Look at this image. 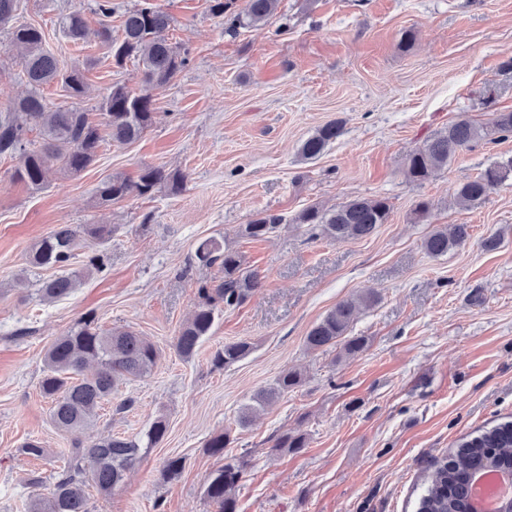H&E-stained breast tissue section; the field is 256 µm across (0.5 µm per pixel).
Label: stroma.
<instances>
[{
	"instance_id": "obj_1",
	"label": "stroma",
	"mask_w": 512,
	"mask_h": 512,
	"mask_svg": "<svg viewBox=\"0 0 512 512\" xmlns=\"http://www.w3.org/2000/svg\"><path fill=\"white\" fill-rule=\"evenodd\" d=\"M17 19L41 29L60 68L84 69L79 106L99 118L113 86L142 89L137 62L113 66L96 31L94 0H19ZM174 19L172 41L190 50L186 68L152 92L157 118L140 139H105L96 160L71 176L52 171L32 189L14 176L18 158L0 157V512H27L38 471L51 486L69 449L108 435L136 437L156 417L168 423L110 497L86 493L93 512H215L205 491L224 458L209 452L230 432L243 463L237 512H415L437 457L461 437L512 415V180L485 203L459 205L455 187L500 156L512 137L460 151L447 169L415 185L406 155L464 112L478 124L512 109V0H281L255 27L226 30L209 0H155ZM82 12L88 34L73 44L59 15ZM412 31L409 51L398 47ZM20 56L0 31V109L27 87ZM342 136L317 160L300 143L326 122ZM183 172V189L129 195L94 206L110 176L137 178L142 167ZM355 197H384L390 218L373 235L336 242L313 237L295 216ZM428 200L426 221L414 208ZM260 212L286 222L269 238L242 236ZM59 224H108L111 237L80 246L71 270L99 256L102 272L66 299L45 303L46 269L26 262L32 243ZM466 224L470 236L441 257L423 247L434 229ZM502 243L485 250L484 240ZM215 238L238 250L261 280L241 306L221 310L191 360L175 349L179 329L219 277L195 250ZM480 289L484 303L467 301ZM367 290L378 303L360 312L354 334L366 349H309L310 328L342 300ZM93 317L97 331L128 329L158 348L150 376L118 385L88 430L58 431L39 382L44 353L57 337ZM248 340L251 353L213 365L224 343ZM293 368L302 384L240 427L256 390ZM133 399L116 413L115 405ZM299 432L306 448L275 450L277 436ZM47 450L33 460L26 439ZM179 457L178 478L161 479L164 459Z\"/></svg>"
}]
</instances>
